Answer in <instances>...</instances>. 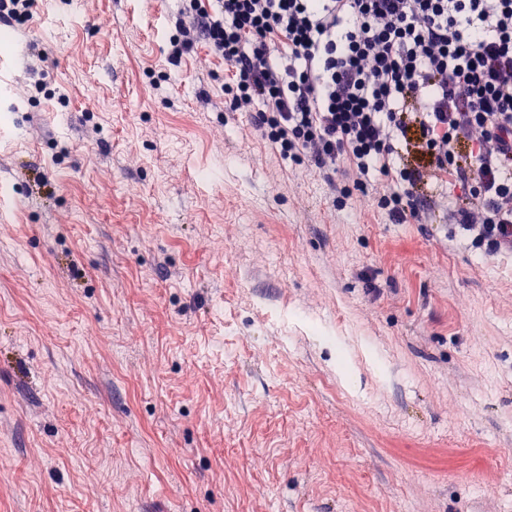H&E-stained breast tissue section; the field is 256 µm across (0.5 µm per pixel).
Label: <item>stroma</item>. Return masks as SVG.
Segmentation results:
<instances>
[{
    "label": "stroma",
    "mask_w": 512,
    "mask_h": 512,
    "mask_svg": "<svg viewBox=\"0 0 512 512\" xmlns=\"http://www.w3.org/2000/svg\"><path fill=\"white\" fill-rule=\"evenodd\" d=\"M180 7L0 26V512H512V255L335 206Z\"/></svg>",
    "instance_id": "obj_1"
}]
</instances>
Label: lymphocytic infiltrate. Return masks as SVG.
Wrapping results in <instances>:
<instances>
[{"label": "lymphocytic infiltrate", "instance_id": "f902f5d3", "mask_svg": "<svg viewBox=\"0 0 512 512\" xmlns=\"http://www.w3.org/2000/svg\"><path fill=\"white\" fill-rule=\"evenodd\" d=\"M175 28L172 58L221 60L281 158L383 175L396 223L512 253V0H189Z\"/></svg>", "mask_w": 512, "mask_h": 512}]
</instances>
